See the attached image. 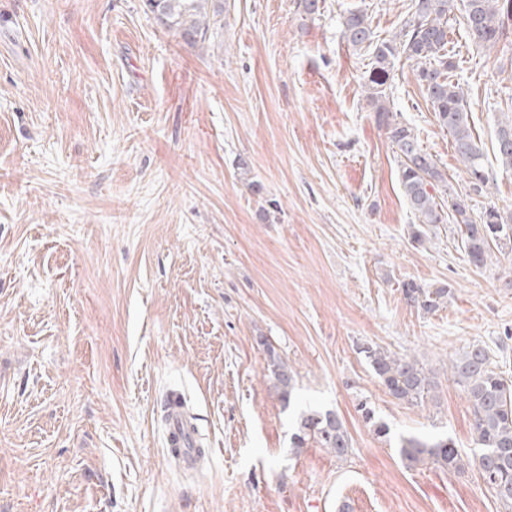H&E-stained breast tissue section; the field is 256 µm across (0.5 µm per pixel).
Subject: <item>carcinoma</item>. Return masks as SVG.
<instances>
[{"mask_svg":"<svg viewBox=\"0 0 512 512\" xmlns=\"http://www.w3.org/2000/svg\"><path fill=\"white\" fill-rule=\"evenodd\" d=\"M142 6L162 29L191 47L204 46L213 30L224 26V0H142ZM454 8V0H411V18L390 38L381 40L375 39L368 15L352 11L343 17L342 34L355 51L369 58L365 101L399 159L402 193L420 224L413 239L423 242L424 227L443 223L448 212L458 227L460 248L468 261L483 268L496 254L512 249V211L491 206L475 216L458 194L448 195V209H443L433 190L448 188V180L421 148L414 129L398 119L389 94L394 60L403 55L412 62L415 81L437 122L452 136L472 189L479 192L487 186L490 174L473 134L467 95L460 83L451 79L457 65L447 49L448 16ZM461 19L469 40L477 47L491 48L512 40V0H462ZM494 155L503 170H512V115L505 114L498 122ZM402 293L414 306L433 313L447 302L450 290L446 285L426 287L411 281L403 284ZM360 352L388 394L399 401L417 405L436 389L430 372L408 355L372 344ZM269 367L281 399L290 400L291 368L274 354ZM448 371L470 404L480 454L473 459L463 457L450 438L427 441L410 436L400 439V455L410 466L431 460L450 472L477 466L503 512H512V376L498 370L489 351L479 345L450 359ZM361 411L376 436L390 434L389 425L377 419L367 404L361 405ZM309 440L338 457L347 455L351 448L343 423L331 411L300 417L294 447L301 448Z\"/></svg>","mask_w":512,"mask_h":512,"instance_id":"1","label":"carcinoma"}]
</instances>
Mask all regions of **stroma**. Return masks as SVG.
<instances>
[{"label":"stroma","instance_id":"stroma-1","mask_svg":"<svg viewBox=\"0 0 512 512\" xmlns=\"http://www.w3.org/2000/svg\"><path fill=\"white\" fill-rule=\"evenodd\" d=\"M408 2L305 18L297 0H224L191 48L141 0H0V512H500L476 467L399 452L418 436L478 454L456 353L482 345L512 375V256L471 265L450 222L413 241L367 61L342 37L354 10L388 37ZM448 48L491 147L512 43L476 47L454 13ZM391 92L473 212L512 207L502 168L471 189L405 58ZM411 280L451 295L425 313ZM365 344L417 359L431 396L392 398ZM172 389L205 450L193 470L166 447ZM311 411L337 414L345 457L293 446ZM270 371L276 381L281 399L290 401L292 392L293 372L278 356L270 353Z\"/></svg>","mask_w":512,"mask_h":512}]
</instances>
